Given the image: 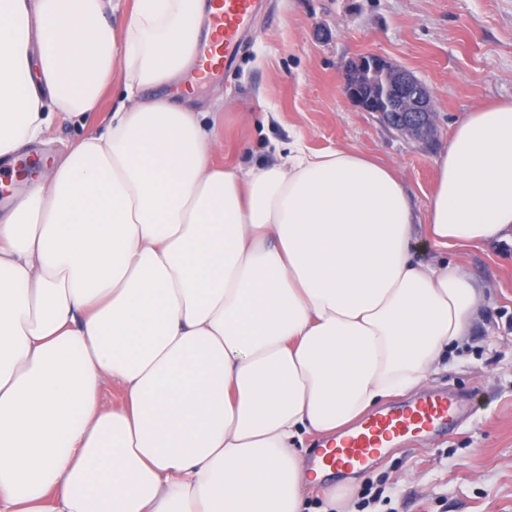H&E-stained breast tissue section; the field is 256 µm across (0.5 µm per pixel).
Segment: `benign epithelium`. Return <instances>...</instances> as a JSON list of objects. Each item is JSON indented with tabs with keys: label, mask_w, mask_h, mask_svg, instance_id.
Instances as JSON below:
<instances>
[{
	"label": "benign epithelium",
	"mask_w": 512,
	"mask_h": 512,
	"mask_svg": "<svg viewBox=\"0 0 512 512\" xmlns=\"http://www.w3.org/2000/svg\"><path fill=\"white\" fill-rule=\"evenodd\" d=\"M341 93L406 137L420 141L434 133V98L429 87L379 55L349 62L342 73Z\"/></svg>",
	"instance_id": "obj_1"
}]
</instances>
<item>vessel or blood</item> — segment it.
<instances>
[{"mask_svg":"<svg viewBox=\"0 0 512 512\" xmlns=\"http://www.w3.org/2000/svg\"><path fill=\"white\" fill-rule=\"evenodd\" d=\"M260 0H213L209 16L210 39L202 50L209 60L208 74L216 76L233 65ZM465 411L462 400L440 393L386 408L367 416L352 435L322 449L319 457L329 466L368 464L386 444L409 434L455 429Z\"/></svg>","mask_w":512,"mask_h":512,"instance_id":"1","label":"vessel or blood"}]
</instances>
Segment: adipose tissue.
<instances>
[{"instance_id":"ef3b65f1","label":"adipose tissue","mask_w":512,"mask_h":512,"mask_svg":"<svg viewBox=\"0 0 512 512\" xmlns=\"http://www.w3.org/2000/svg\"><path fill=\"white\" fill-rule=\"evenodd\" d=\"M207 11L0 0L1 163L112 91L106 132L0 212V512H311L330 470L305 437L421 391L484 301L460 263L414 259L417 234L512 241V101L456 124L421 219L354 149L217 162L213 125L143 93L196 64Z\"/></svg>"}]
</instances>
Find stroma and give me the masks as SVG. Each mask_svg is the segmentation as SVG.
Instances as JSON below:
<instances>
[{"mask_svg":"<svg viewBox=\"0 0 512 512\" xmlns=\"http://www.w3.org/2000/svg\"><path fill=\"white\" fill-rule=\"evenodd\" d=\"M377 54L434 92L435 131L416 142L339 93L345 65ZM512 100V0H263L238 61L192 92L215 115L223 155L249 166L303 137L314 149L345 147L394 166L417 213L435 181V158L467 112ZM111 94L84 126L55 125L42 151L57 153L103 132ZM489 288L471 333L448 352L432 386L466 401L464 423L390 448L354 481L335 475L312 488L320 512H512V244L453 248ZM381 499H374L375 489Z\"/></svg>","mask_w":512,"mask_h":512,"instance_id":"35a3bbf8","label":"stroma"}]
</instances>
